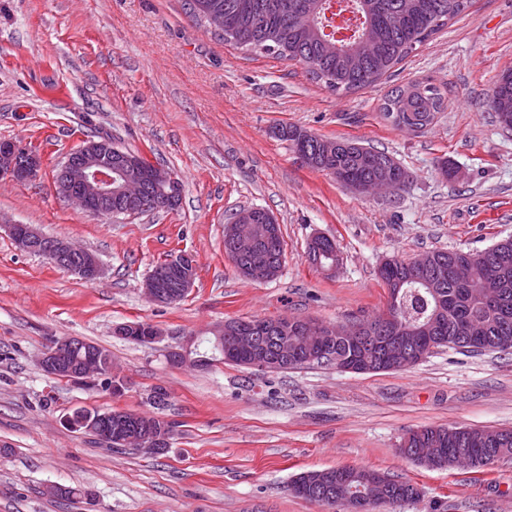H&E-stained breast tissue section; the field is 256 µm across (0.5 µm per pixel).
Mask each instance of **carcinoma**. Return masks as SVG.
Returning a JSON list of instances; mask_svg holds the SVG:
<instances>
[{
  "label": "carcinoma",
  "mask_w": 512,
  "mask_h": 512,
  "mask_svg": "<svg viewBox=\"0 0 512 512\" xmlns=\"http://www.w3.org/2000/svg\"><path fill=\"white\" fill-rule=\"evenodd\" d=\"M190 16L206 21L210 12L224 17V42L237 48L265 52L284 61L304 65L311 78L339 92H351L379 82L416 48L449 21L468 12L472 0H185ZM353 13L351 32L336 37L334 7ZM491 107L500 127L512 131V71L501 75L491 93ZM438 89L420 83L393 88L387 95L384 117L397 127L424 129L442 111ZM295 152L307 156L306 165L326 171L337 181L361 186L375 179L384 151L356 140L336 141L312 135L297 127L281 130ZM254 224L271 228L273 254L284 253L278 224L268 221L266 210L250 216ZM431 269L448 277L433 288L412 281L411 262L392 258L378 275L389 290L387 309L399 318L395 325L380 314L357 325L371 337L374 348L366 354L373 363L384 362L383 341L402 336L399 328L417 336L433 337L434 347L459 353L512 350V237L483 250L429 252ZM330 355L314 362L331 367L338 357L354 353L355 347L341 339L329 343ZM412 448H430L438 454V467L448 466V456L464 450L481 469L492 460L512 459V430L498 439L484 430L459 426L421 428L405 437ZM330 477L328 494L317 496L299 489L303 477L292 483L295 494L329 509L343 505L356 491L363 494V512L381 505H397L419 496L413 484L391 479L385 485H361L362 469L324 470Z\"/></svg>",
  "instance_id": "obj_1"
}]
</instances>
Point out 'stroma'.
I'll list each match as a JSON object with an SVG mask.
<instances>
[{
  "instance_id": "35a3bbf8",
  "label": "stroma",
  "mask_w": 512,
  "mask_h": 512,
  "mask_svg": "<svg viewBox=\"0 0 512 512\" xmlns=\"http://www.w3.org/2000/svg\"><path fill=\"white\" fill-rule=\"evenodd\" d=\"M512 70V0H474L377 85L345 93L303 65L225 44L183 0H0V141L42 156L36 179H0V512H327L297 496L304 472L354 466L408 480L418 499L394 512H512V460L481 472L429 468L399 452L423 427L512 429V352L437 351L401 371L288 372L216 365L177 368L169 351L230 319L312 318L352 323L385 311L379 265L433 250H482L512 235V131L490 107ZM411 82L438 88L446 108L425 129L382 116L387 94ZM285 126L388 152L412 174L399 192L362 196L301 163ZM110 135L182 185L174 210L100 220L55 189L65 156ZM448 165L451 176L440 167ZM267 210L285 242L267 281L242 276L224 254V226ZM31 224L96 255L88 284L20 251L7 231ZM334 239L335 273L306 259L310 240ZM192 257L182 301H148L142 285L171 256ZM147 322L145 344L114 337ZM107 348L123 395L59 382L39 359L57 338ZM177 428L152 457L108 451L68 428L79 407L154 414ZM91 490L94 505L50 495Z\"/></svg>"
}]
</instances>
